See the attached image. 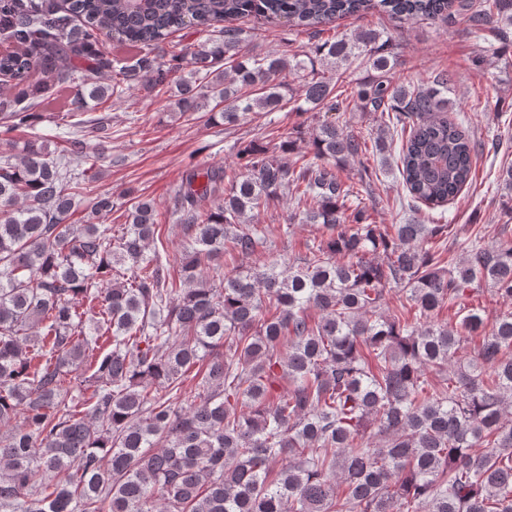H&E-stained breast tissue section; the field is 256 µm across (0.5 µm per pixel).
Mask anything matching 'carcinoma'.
<instances>
[{
	"mask_svg": "<svg viewBox=\"0 0 512 512\" xmlns=\"http://www.w3.org/2000/svg\"><path fill=\"white\" fill-rule=\"evenodd\" d=\"M374 12L462 17L489 46L512 32V0H0V41L22 48L0 58V512H512V312L489 320L471 304L483 283L512 298V238L470 240L444 267L430 243L448 225L375 224L363 181L340 174L367 169V138L345 121L357 102L391 115L410 209L452 203L478 155L448 117L455 73L397 83L384 31L320 38ZM246 17L308 32L314 54L254 51L224 25ZM187 27L218 36L179 48ZM102 34L135 55L99 51ZM356 61L377 75L345 82ZM286 70L311 78L285 94ZM75 83L60 152L14 139L35 129L41 94ZM132 83L174 94L178 112L210 101L232 126L292 101L332 115L304 149L288 132L239 141L233 164L187 175L173 190L193 231L177 281L148 258L165 219L153 202L117 234L67 223L82 190L68 160L103 158L107 139L104 117L82 115ZM286 191L288 222L321 238L211 286L202 261L267 246L258 218ZM447 306L458 322L435 321ZM189 373L198 392L183 406Z\"/></svg>",
	"mask_w": 512,
	"mask_h": 512,
	"instance_id": "cac0c4a2",
	"label": "carcinoma"
}]
</instances>
